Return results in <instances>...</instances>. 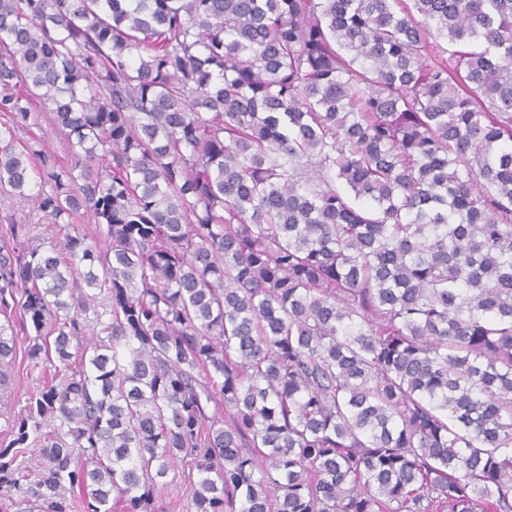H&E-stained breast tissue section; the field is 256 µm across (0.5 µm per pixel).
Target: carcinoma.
<instances>
[{
	"mask_svg": "<svg viewBox=\"0 0 512 512\" xmlns=\"http://www.w3.org/2000/svg\"><path fill=\"white\" fill-rule=\"evenodd\" d=\"M0 115V512H512V0H0ZM37 135L40 136L41 142L44 143L45 149L54 155L58 161H65L67 159L66 143L58 134L46 118L42 119V125L40 129H33ZM29 212L33 213V222H37L39 215H35L33 212V206L28 204H20L17 200L10 197L8 194L0 193V230L1 224H8V219L12 216L19 217L21 214L28 215ZM27 342L21 336L17 343V354L14 370V382L11 388L0 391V441L8 439V431L14 414L25 405L29 394L38 387L37 372L30 373L27 368ZM2 393V394H1ZM184 471L187 466L178 463L166 478L167 485L159 493V502L165 506V512H189L191 510V495L184 484Z\"/></svg>",
	"mask_w": 512,
	"mask_h": 512,
	"instance_id": "obj_1",
	"label": "carcinoma"
}]
</instances>
